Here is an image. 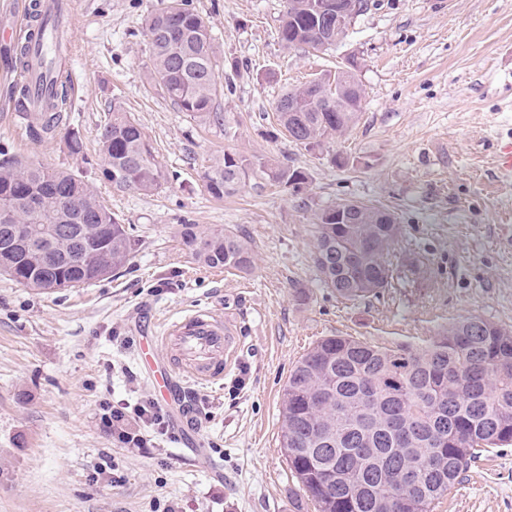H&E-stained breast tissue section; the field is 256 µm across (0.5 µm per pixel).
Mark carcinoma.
<instances>
[{"label":"carcinoma","mask_w":512,"mask_h":512,"mask_svg":"<svg viewBox=\"0 0 512 512\" xmlns=\"http://www.w3.org/2000/svg\"><path fill=\"white\" fill-rule=\"evenodd\" d=\"M350 0H288L279 30L289 47L322 51L346 35L336 8ZM150 82L182 112L224 126L214 104L223 72L208 25L189 0H167L148 19ZM46 50L27 40L16 68L32 71ZM358 62L325 74L312 87L288 88L274 101L280 127L308 149L343 136L359 120L364 91ZM37 117L27 120L35 142L68 131L69 152L83 143L69 131L68 80L40 75ZM97 132L102 178L119 189L150 193L165 179L141 127L112 102ZM251 179L298 193L307 183L296 168L226 152L202 175L217 199ZM316 214L313 260L322 287L356 301L392 286L391 252L397 217L364 203L332 218ZM0 265L11 280L46 293L109 277L127 264L135 239L81 175L0 159ZM177 238L195 262L249 273L255 252L245 238L222 229L182 224ZM279 444L292 478L318 512H433L435 502L478 454L512 444V330L478 317L457 321L429 344L393 348L347 336L321 339L290 371L281 394Z\"/></svg>","instance_id":"carcinoma-1"}]
</instances>
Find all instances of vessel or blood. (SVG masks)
<instances>
[{"instance_id":"1","label":"vessel or blood","mask_w":512,"mask_h":512,"mask_svg":"<svg viewBox=\"0 0 512 512\" xmlns=\"http://www.w3.org/2000/svg\"><path fill=\"white\" fill-rule=\"evenodd\" d=\"M240 351L231 324L222 316L197 310L167 324L161 335L142 345L147 375L163 397H171L177 378L203 385L223 381Z\"/></svg>"}]
</instances>
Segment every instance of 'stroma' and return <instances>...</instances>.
I'll use <instances>...</instances> for the list:
<instances>
[{"mask_svg":"<svg viewBox=\"0 0 512 512\" xmlns=\"http://www.w3.org/2000/svg\"><path fill=\"white\" fill-rule=\"evenodd\" d=\"M70 2L71 116L84 153L21 128L10 57L30 0H0V153L82 172L136 251L107 279L52 294L0 275V512H153L158 499L184 512H315L279 447V409L290 370L317 341L422 346L467 317L512 328V181L493 164L512 138V0H369L346 37L320 52L281 43L286 0H190L225 67L218 109L228 133L149 83L146 19L162 0ZM350 58L365 89L356 125L319 150L272 137L283 85ZM115 99L166 174L155 192L100 177L96 134ZM227 152L300 169L308 182L298 193L250 182L215 200L202 173ZM338 152L350 166H336ZM342 200L394 212L396 250L423 260V276L398 268L392 288L358 301L322 288L315 214ZM180 224L249 240L254 271L196 263ZM297 285L307 303L295 300ZM192 309L231 318L249 382L232 397L234 369L215 387L178 381L175 442L128 453L103 427L102 406L154 396L141 340ZM116 473L123 483L113 484ZM433 512H512V445L483 453Z\"/></svg>","mask_w":512,"mask_h":512,"instance_id":"35a3bbf8","label":"stroma"}]
</instances>
